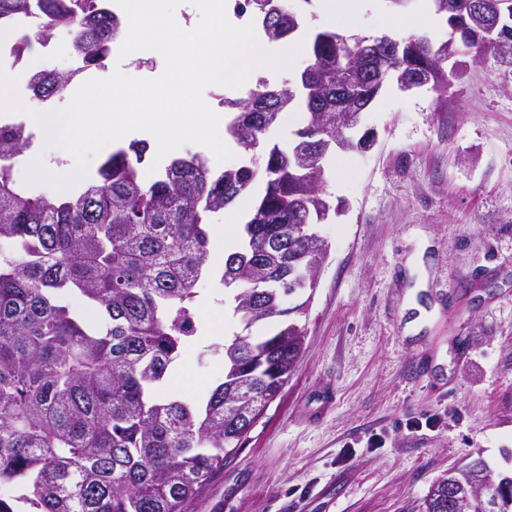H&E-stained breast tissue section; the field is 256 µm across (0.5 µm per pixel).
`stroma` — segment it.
<instances>
[{
    "label": "stroma",
    "instance_id": "1",
    "mask_svg": "<svg viewBox=\"0 0 512 512\" xmlns=\"http://www.w3.org/2000/svg\"><path fill=\"white\" fill-rule=\"evenodd\" d=\"M424 2L374 0L358 32L380 36L389 24L446 40L444 22L421 26ZM286 3L303 18L301 50L292 70L264 71L277 87L309 65L311 34L342 29L312 0ZM71 68L65 52L48 60L37 49L8 73L26 100L34 72ZM164 70L146 50L139 67L111 57L76 81ZM360 127L374 132L369 149L324 160L325 191L343 211L316 227L329 252L303 294L300 359L189 512H411L477 451L512 475V65L461 55L441 92L387 81ZM418 252L419 276L408 267ZM207 267L198 333L160 388L200 403L197 385L224 372L210 345L238 328L219 283L223 257Z\"/></svg>",
    "mask_w": 512,
    "mask_h": 512
}]
</instances>
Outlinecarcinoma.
Returning a JSON list of instances; mask_svg holds the SVG:
<instances>
[{
  "label": "carcinoma",
  "instance_id": "1",
  "mask_svg": "<svg viewBox=\"0 0 512 512\" xmlns=\"http://www.w3.org/2000/svg\"><path fill=\"white\" fill-rule=\"evenodd\" d=\"M435 12L467 33L427 47L409 37L401 57L374 67L376 40L332 31L310 47L304 69L286 90L261 78L246 99H226L235 113L229 135L245 153L264 146V165L213 172L200 154L173 159L145 177L149 146L133 141L109 154L81 191L66 197L34 194L16 184L14 161L32 134L26 125L0 128V241L13 254L0 260V485L20 486L28 512H187L224 470L252 421L288 381L305 332L295 316L304 304L283 306L289 282L328 253L313 225L329 200L312 183L325 172L301 164L299 149L323 137V113L366 111L388 78L429 77L448 87V58L490 50L512 64V24L487 45L467 26L465 0H432ZM261 0H242L241 12L261 20L277 42L296 33L298 14L284 5L267 22ZM37 15L25 51L65 28L83 68H103L120 17L101 0H0V26ZM76 76L40 70L32 97L47 101ZM298 103L309 114L290 151L265 144V128ZM264 192L238 249L227 255L219 283L233 316L248 330L224 339L217 353L224 376L205 406L154 388L197 334L195 286L206 274L209 217L248 192L257 177ZM80 296L101 312L100 324L61 303ZM17 498L0 496V512H19Z\"/></svg>",
  "mask_w": 512,
  "mask_h": 512
}]
</instances>
